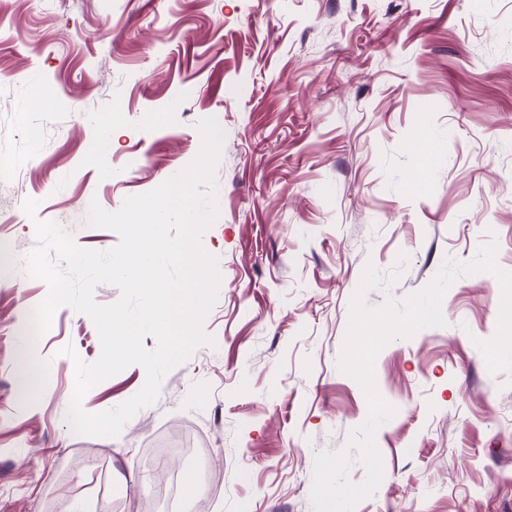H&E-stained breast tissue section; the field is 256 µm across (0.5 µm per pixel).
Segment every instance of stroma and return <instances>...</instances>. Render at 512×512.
<instances>
[{
	"label": "stroma",
	"instance_id": "35a3bbf8",
	"mask_svg": "<svg viewBox=\"0 0 512 512\" xmlns=\"http://www.w3.org/2000/svg\"><path fill=\"white\" fill-rule=\"evenodd\" d=\"M40 88L50 104L21 110ZM210 117L225 134L220 216L202 236L221 273L203 324L214 343L119 436L74 433V361L102 347L68 305L32 342L50 293L26 270L35 223L112 249L91 201L114 212L176 174ZM425 127L439 146L428 165ZM0 155L18 163L0 183V512H64L78 494L84 512H167L157 454L184 437L223 456L182 496L187 512H315V452L367 417L338 368L365 266L385 274L409 256L372 306L474 260L491 234L512 271V0H0ZM500 295L491 274L461 277L445 326L380 351L377 386L397 412L375 436L384 478L354 512H512V372L490 374L474 344L493 336ZM23 350L42 370L36 403L17 376ZM145 381L130 365L81 406L105 412Z\"/></svg>",
	"mask_w": 512,
	"mask_h": 512
}]
</instances>
